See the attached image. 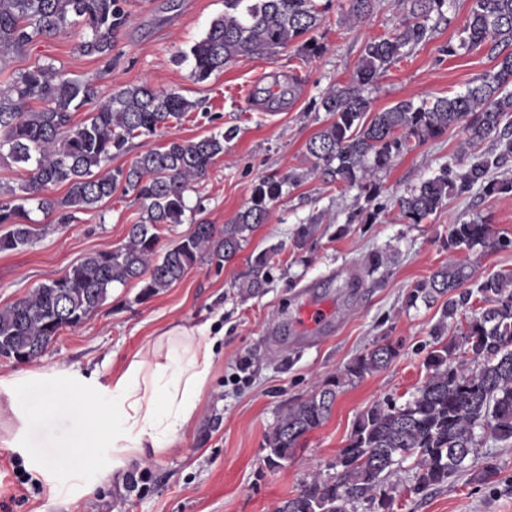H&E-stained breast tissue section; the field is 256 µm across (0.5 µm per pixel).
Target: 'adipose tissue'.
I'll use <instances>...</instances> for the list:
<instances>
[{
	"label": "adipose tissue",
	"instance_id": "1",
	"mask_svg": "<svg viewBox=\"0 0 512 512\" xmlns=\"http://www.w3.org/2000/svg\"><path fill=\"white\" fill-rule=\"evenodd\" d=\"M158 347L112 375L110 397L98 408H90L77 396L46 395L41 410L24 405L19 395L25 388L44 381L69 387H91L94 379L68 370H26L12 379L0 380V391L18 421L8 445L20 448L36 415L80 419L98 411L111 425L108 440L118 463L140 458L145 449L171 447L190 424L197 402L210 376L216 342L203 330L173 328L161 335Z\"/></svg>",
	"mask_w": 512,
	"mask_h": 512
}]
</instances>
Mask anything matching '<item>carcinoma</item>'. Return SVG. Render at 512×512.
<instances>
[{
  "mask_svg": "<svg viewBox=\"0 0 512 512\" xmlns=\"http://www.w3.org/2000/svg\"><path fill=\"white\" fill-rule=\"evenodd\" d=\"M331 2L224 0V14L180 58L191 61L197 81L241 58L271 56L289 46L311 60L326 50L315 32L325 24ZM348 2L344 21L358 24L373 14L377 0ZM406 2L391 34L363 44L350 79L321 93L319 107L328 120L306 145L311 163L307 174L357 190L361 205L349 215L350 224H370L383 208L381 172L455 126L466 135L457 156L397 199L402 219L420 224L449 196L466 195L477 185L487 196L512 192V92L505 91L512 83V0H473L464 37L443 49L454 56L459 49L485 45L497 59L495 70L453 97L404 99L372 113L365 90L391 63L428 41L432 16L442 18L450 7V0ZM125 20L123 0H0V67L6 68L11 55L32 42L55 38L74 26L81 30V54L109 58ZM87 105L94 106L93 112L74 122L73 112ZM196 106L177 92L147 84L120 86L100 101L92 83L50 64L0 86V160L22 164L25 170L18 186L0 198V225L10 226L0 235V252L24 247L38 235V226L30 223L32 202L46 214L92 211L121 186L143 204L139 222L121 244L89 254L64 276L0 308V356L20 363L42 356L63 329L94 314L117 285L142 282L138 300L146 301L200 261L222 267L268 223L271 205L282 197L284 186L303 179L295 172L263 178L224 227L201 220L191 233L161 250L158 226L182 223L188 184L206 176L236 129L148 146L127 168L100 175L94 170L126 152L133 139L148 141ZM490 137L495 149L476 152V145ZM59 185L67 188L64 197L46 195ZM314 231L313 220L298 226L294 246L304 248ZM510 246L512 239L494 232L487 217L452 225L445 243L448 263L407 296L409 307L448 296L433 329L435 342L425 358L421 386L403 403L387 400L365 411L336 458V474L314 477L276 512H353L359 501L368 502L373 512H388L403 461H416L410 491L418 495L466 468L477 446L476 429L496 441L512 442V276L496 274L469 288L474 268L455 258L465 249L488 252ZM276 253L273 246L251 256L240 284L247 295H260L268 287ZM474 300L483 307L465 326H456L461 343L442 342L447 320H456ZM398 350L391 343L378 346L317 381L308 397L289 404L267 436L270 460H288L300 440L328 419L337 389L387 367Z\"/></svg>",
  "mask_w": 512,
  "mask_h": 512,
  "instance_id": "1",
  "label": "carcinoma"
}]
</instances>
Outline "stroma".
Returning a JSON list of instances; mask_svg holds the SVG:
<instances>
[{
  "label": "stroma",
  "mask_w": 512,
  "mask_h": 512,
  "mask_svg": "<svg viewBox=\"0 0 512 512\" xmlns=\"http://www.w3.org/2000/svg\"><path fill=\"white\" fill-rule=\"evenodd\" d=\"M344 2L333 0L329 21L318 32L326 53L306 63L291 46L271 57L235 61L207 81H196L179 54L223 15L224 0H127L128 17L116 33L111 63L80 54L79 34L69 30L13 54L0 81L51 64L93 82L103 99L117 87L147 84L196 101L195 111L150 143L133 140L127 152L112 159L115 168L129 166L148 145L236 128L223 156L186 191L190 211L183 223L160 228V244L166 247L188 235L195 220L224 224L248 202L260 178L308 168L306 145L327 119L318 108L321 92L344 83L363 44L390 32L403 15L401 0H378L369 20L344 24ZM471 5L472 0H452L430 40L369 86L371 111L402 99L463 91L493 69L496 61L487 48L454 56L442 52L443 46L458 44ZM276 83L293 85L294 97L281 107L265 108L257 93ZM463 139L461 128L449 129L381 173L385 208L373 223H349L355 191L306 178L273 204L269 222L224 267L197 264L143 302L140 282L130 281L113 288L105 304L80 325L62 331L37 360L24 365L0 357V379L25 368H65L96 376L103 399L113 369L144 354L162 331L207 323L212 332L224 334L191 425L170 448L146 449L138 461L116 468L111 448L100 446L92 465L60 472L35 466L0 444V512H276L313 476L331 474L357 419L384 399L410 398L425 377L423 360L442 305L410 307L406 297L417 281L447 263L444 242L450 226L488 215L496 231L512 238V194L486 197L476 188L451 196L420 224L405 223L399 214L397 199L446 164ZM141 214L134 195L119 192L97 210L75 213L66 224L57 214L32 210L39 235L21 249L0 253V308L63 276L88 254L120 244ZM318 214L324 220L313 239L304 249H294L295 228ZM275 244L280 250L266 292L241 297L238 284L249 256ZM384 248L391 259L368 270L364 259ZM307 305L328 306L331 316L315 330L300 332L294 321ZM387 342L399 346L393 362L340 387L328 419L301 440L291 459L272 463L266 437L282 410L310 395L316 380ZM77 425L73 418L35 421L27 434L29 446L39 458L55 456ZM487 461L497 467V483L478 480ZM468 466L439 489L416 496L408 491L413 462L403 461L392 512H512V445L481 436ZM22 470L30 483L20 482Z\"/></svg>",
  "instance_id": "1"
}]
</instances>
